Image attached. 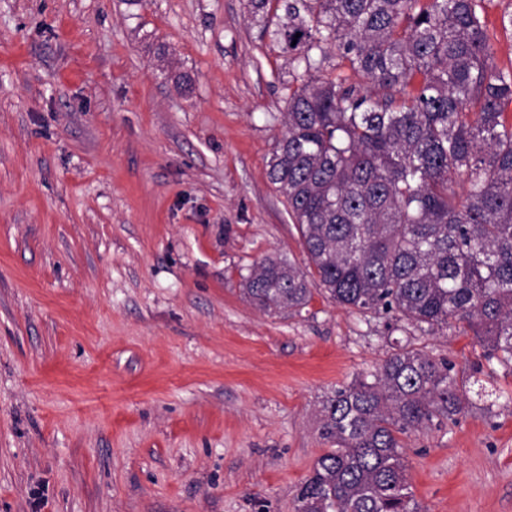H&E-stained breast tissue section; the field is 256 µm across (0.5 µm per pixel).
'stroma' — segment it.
<instances>
[{
    "label": "stroma",
    "instance_id": "35a3bbf8",
    "mask_svg": "<svg viewBox=\"0 0 512 512\" xmlns=\"http://www.w3.org/2000/svg\"><path fill=\"white\" fill-rule=\"evenodd\" d=\"M289 78L246 0H0V512H294L320 402L398 342L496 397L407 439L422 512H512V371L472 334L244 297L305 262Z\"/></svg>",
    "mask_w": 512,
    "mask_h": 512
}]
</instances>
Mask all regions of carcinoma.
<instances>
[{
	"instance_id": "cac0c4a2",
	"label": "carcinoma",
	"mask_w": 512,
	"mask_h": 512,
	"mask_svg": "<svg viewBox=\"0 0 512 512\" xmlns=\"http://www.w3.org/2000/svg\"><path fill=\"white\" fill-rule=\"evenodd\" d=\"M288 52L269 162L305 266L266 256L243 293L298 315L318 291L422 335L460 326L512 370V66L485 0H247ZM359 77L323 74L330 55ZM469 405L455 364L397 346L322 401L328 445L295 512H421L404 439Z\"/></svg>"
}]
</instances>
